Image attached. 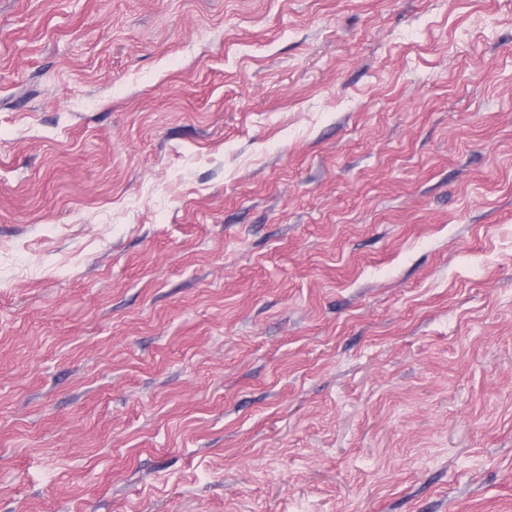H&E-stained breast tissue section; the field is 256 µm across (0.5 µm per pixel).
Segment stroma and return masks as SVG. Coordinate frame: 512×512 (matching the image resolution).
Wrapping results in <instances>:
<instances>
[{
	"instance_id": "1",
	"label": "stroma",
	"mask_w": 512,
	"mask_h": 512,
	"mask_svg": "<svg viewBox=\"0 0 512 512\" xmlns=\"http://www.w3.org/2000/svg\"><path fill=\"white\" fill-rule=\"evenodd\" d=\"M0 512H512V0H0Z\"/></svg>"
}]
</instances>
